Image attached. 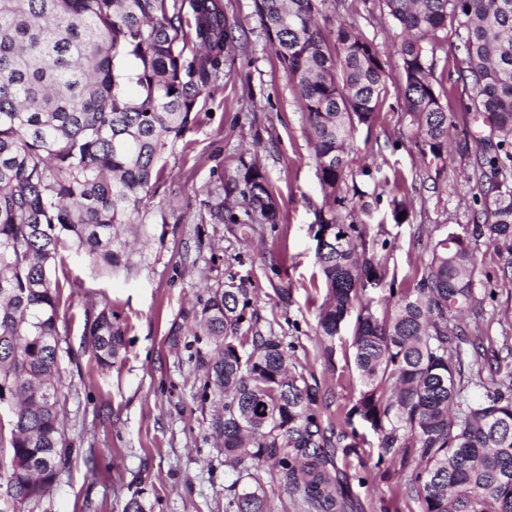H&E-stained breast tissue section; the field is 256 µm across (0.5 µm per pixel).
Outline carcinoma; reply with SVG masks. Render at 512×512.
I'll return each instance as SVG.
<instances>
[{"label": "carcinoma", "instance_id": "cac0c4a2", "mask_svg": "<svg viewBox=\"0 0 512 512\" xmlns=\"http://www.w3.org/2000/svg\"><path fill=\"white\" fill-rule=\"evenodd\" d=\"M400 30L404 110L412 131L441 158L453 125L454 86L441 97L425 43L455 27L456 81L471 85L466 109L489 134L476 139L475 175L492 184L473 234L512 244V0H383ZM267 40L299 88L312 133L324 204L316 257L327 299V342L357 312L352 336L363 389L356 412L378 436L379 462L414 448L408 482L424 512H512V385L471 401L462 395L457 318L475 302L468 237L450 232L433 248L414 288L389 285L393 312L379 318L361 292L381 277L360 258L355 224H342L343 184L356 126L369 125L388 74L376 46L345 26L328 45L318 0H254ZM235 48L220 0H0V406L9 410L11 452L0 483L13 502L39 498L68 464L60 415L62 352L57 268L85 254L112 270L159 181L168 142L182 136L212 75ZM234 188L247 216L278 220L269 181L241 164ZM247 289H210L196 325L209 341L203 361L224 395L214 422L224 463L238 474L226 512H271L259 483L243 481L270 462L313 512H345L329 469L318 388L290 368L285 337L258 328ZM96 363L112 366L123 330L105 307L87 327Z\"/></svg>", "mask_w": 512, "mask_h": 512}]
</instances>
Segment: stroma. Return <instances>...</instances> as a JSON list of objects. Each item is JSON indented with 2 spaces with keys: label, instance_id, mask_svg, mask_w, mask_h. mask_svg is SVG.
<instances>
[{
  "label": "stroma",
  "instance_id": "stroma-1",
  "mask_svg": "<svg viewBox=\"0 0 512 512\" xmlns=\"http://www.w3.org/2000/svg\"><path fill=\"white\" fill-rule=\"evenodd\" d=\"M237 38L219 76L200 97L195 119L166 148L161 179L138 216L148 236L136 240L126 266L105 274L89 259L69 255L59 310L66 354L60 363L66 437L72 454L44 496L18 512H123L140 493L146 512H225L237 477L224 463L215 419L224 396L207 383L194 336V314L209 288L235 280L247 288L261 329H274L291 346L297 372L319 389L332 446L329 468L346 512H424L406 475L416 454L378 464V442L353 415L362 385L354 364V319L333 342L322 341L317 314L326 299L316 261L315 214L323 202L310 127L298 88L269 46L253 0H222ZM317 21L326 39L337 26L354 28L376 44L390 79L371 125L358 126L349 155L343 223L358 225L362 250L373 257L384 285L365 292L376 314L387 309L386 284L411 288L422 278L434 245L448 233H471L485 194L473 176L475 136L481 130L464 106L471 86L450 85L454 30L442 32L434 53L436 89L454 88V125L447 154L422 155L404 112L401 61L382 0H321ZM265 173L279 221L217 224L216 199L243 215L238 193L227 186L244 162ZM223 196H216V189ZM406 204L403 221L393 199ZM471 279L477 303L460 325L477 337L487 367L465 365L469 399L512 383V249L473 237ZM289 291L280 300L277 291ZM118 315L126 348L109 369L100 368L85 326L103 307ZM95 456L89 469L87 456ZM274 512H308L298 494L284 491L275 468H253Z\"/></svg>",
  "mask_w": 512,
  "mask_h": 512
}]
</instances>
